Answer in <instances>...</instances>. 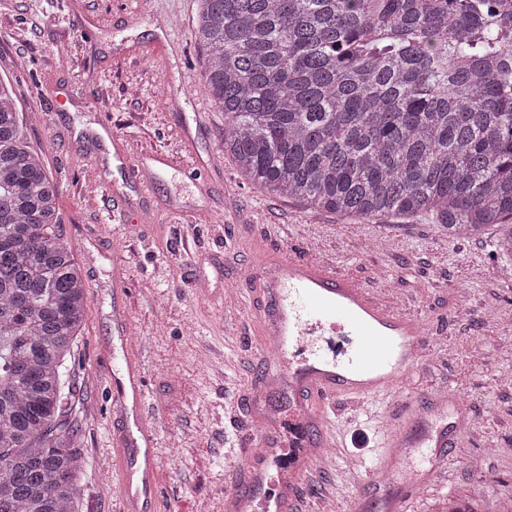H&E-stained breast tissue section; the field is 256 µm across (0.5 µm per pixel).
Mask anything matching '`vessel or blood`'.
<instances>
[{
    "mask_svg": "<svg viewBox=\"0 0 512 512\" xmlns=\"http://www.w3.org/2000/svg\"><path fill=\"white\" fill-rule=\"evenodd\" d=\"M166 162L158 154L152 161L130 159L126 165L147 189L153 166ZM247 275L255 293L265 298L259 317L265 335L276 340L279 358L277 373L265 376L252 391V419L260 424L262 400L284 387L305 433L287 442L278 427L260 424L241 449L245 464L236 472L240 491L225 499L224 512H289L317 448L335 435L336 423L327 409L343 397L382 405L381 456L365 471L368 484L377 485L392 468L396 449L414 447L410 429L423 421L405 398V380L428 339L426 321L382 303L367 286L334 268L293 253L263 254ZM113 320L117 334H128L127 290L121 284L114 288ZM112 397L127 407L139 432L132 439L121 433L115 437L119 512H160L158 433L147 423L143 360L131 345H124L123 366L112 375ZM432 401L451 417L435 433L434 457L440 462L460 432L463 411L442 393H433Z\"/></svg>",
    "mask_w": 512,
    "mask_h": 512,
    "instance_id": "b4317fda",
    "label": "vessel or blood"
}]
</instances>
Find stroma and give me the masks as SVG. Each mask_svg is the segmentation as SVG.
Here are the masks:
<instances>
[{"instance_id": "obj_1", "label": "stroma", "mask_w": 512, "mask_h": 512, "mask_svg": "<svg viewBox=\"0 0 512 512\" xmlns=\"http://www.w3.org/2000/svg\"><path fill=\"white\" fill-rule=\"evenodd\" d=\"M198 0H0V78L9 79L24 136L60 184L59 231L87 283L84 323L70 361L68 404L86 466L78 512H115L113 433L124 425L110 374L122 352L112 322L115 271L128 288L130 336L142 350L162 456L167 512H224L239 489L228 461L249 433L250 390L269 370L259 325L245 314L243 276L257 251L330 262L431 323L429 345L406 382L432 431L444 418L432 390L474 422L447 451L402 462L418 486L404 512H494L512 498V280L500 273L494 230L448 238L434 217L377 222L311 213L261 192L224 154V115L201 91L203 56L191 32ZM66 102H57V95ZM166 154L150 191L122 164ZM196 167V178L184 170ZM121 197L125 206L114 209ZM346 443L323 448L300 484L294 512L366 494L350 460L380 439L366 415Z\"/></svg>"}]
</instances>
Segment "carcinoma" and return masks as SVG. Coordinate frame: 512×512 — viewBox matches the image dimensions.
Returning a JSON list of instances; mask_svg holds the SVG:
<instances>
[{
    "instance_id": "1",
    "label": "carcinoma",
    "mask_w": 512,
    "mask_h": 512,
    "mask_svg": "<svg viewBox=\"0 0 512 512\" xmlns=\"http://www.w3.org/2000/svg\"><path fill=\"white\" fill-rule=\"evenodd\" d=\"M202 88L263 192L368 220L498 228L512 274V13L497 0H199ZM0 80V512H77L66 362L81 266Z\"/></svg>"
}]
</instances>
